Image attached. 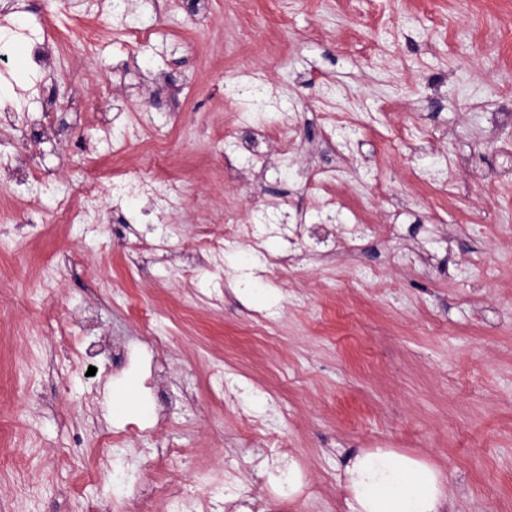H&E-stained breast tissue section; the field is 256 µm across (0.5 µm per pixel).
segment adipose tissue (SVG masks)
<instances>
[{"label": "adipose tissue", "mask_w": 512, "mask_h": 512, "mask_svg": "<svg viewBox=\"0 0 512 512\" xmlns=\"http://www.w3.org/2000/svg\"><path fill=\"white\" fill-rule=\"evenodd\" d=\"M348 512H449L446 480L424 458L370 448L348 458L339 477Z\"/></svg>", "instance_id": "adipose-tissue-1"}]
</instances>
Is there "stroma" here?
I'll use <instances>...</instances> for the list:
<instances>
[{"label": "stroma", "mask_w": 512, "mask_h": 512, "mask_svg": "<svg viewBox=\"0 0 512 512\" xmlns=\"http://www.w3.org/2000/svg\"><path fill=\"white\" fill-rule=\"evenodd\" d=\"M59 45L41 97L83 100L112 124L53 117L30 146L38 192L0 184V512H168L142 456L177 449L169 474L193 512H347L348 453L393 448L447 479L453 512H512V0H0ZM148 39L133 41V29ZM253 65L258 97L224 96ZM0 101L16 127L31 65L9 49ZM295 127L255 176L242 148ZM241 159L224 179L218 155ZM113 171L97 225L59 224L68 185ZM328 189L305 184L310 171ZM495 175L486 183V175ZM183 186L166 249L143 182ZM377 225L349 238L325 191ZM269 208L258 212L255 198ZM234 209L259 243L215 250L205 222ZM64 323L67 339L42 324ZM93 325H86V318ZM95 375H88V368ZM171 396L160 408L155 387ZM132 440L130 460L101 438ZM307 474L277 500L261 461ZM87 467L100 477L78 484Z\"/></svg>", "instance_id": "1"}]
</instances>
